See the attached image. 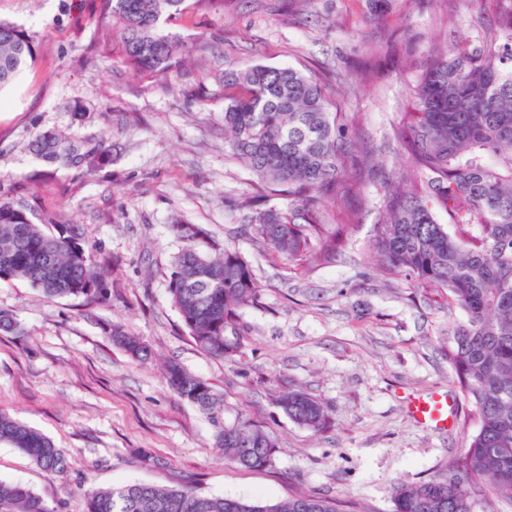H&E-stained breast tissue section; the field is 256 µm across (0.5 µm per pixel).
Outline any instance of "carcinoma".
<instances>
[{"label":"carcinoma","instance_id":"obj_1","mask_svg":"<svg viewBox=\"0 0 512 512\" xmlns=\"http://www.w3.org/2000/svg\"><path fill=\"white\" fill-rule=\"evenodd\" d=\"M184 0H100L124 29L126 59L165 73L186 46L161 24ZM36 46L13 22L0 20V89L35 58ZM329 76L291 66L250 62L224 72L225 155L242 164L255 190L242 201L257 246L313 269L344 244L350 224L326 223L323 203L344 201L355 175L372 169L373 154L354 142L356 117L332 111ZM407 112L391 138L408 161L387 175L382 222L371 244L383 276L446 294L448 364L460 398L478 427L448 475L400 484L392 512H474L478 498L512 507V0H500L495 27L473 43L452 40L404 88ZM35 147L50 164L100 165L104 152L44 131ZM448 223L438 220L439 213ZM183 247L171 261L168 292L196 345L219 358L242 347L237 310L259 303L251 264L235 249L201 251L203 230L174 224ZM112 255L83 239L73 224L46 231L31 209L0 200V280L22 279L50 301L112 297ZM112 342L145 361L148 346L114 323ZM169 388L209 416L224 462L245 469L275 463L277 440L247 419L224 421L209 383L171 363ZM278 405L314 432L329 423L327 407L302 392ZM0 441L20 449L46 473L64 477L74 460L46 435L0 411ZM0 512H59L30 488L0 481ZM85 512H339L336 501L301 496L274 504L212 497L191 488L136 483L86 493Z\"/></svg>","mask_w":512,"mask_h":512}]
</instances>
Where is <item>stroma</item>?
<instances>
[{
  "label": "stroma",
  "instance_id": "stroma-1",
  "mask_svg": "<svg viewBox=\"0 0 512 512\" xmlns=\"http://www.w3.org/2000/svg\"><path fill=\"white\" fill-rule=\"evenodd\" d=\"M496 7L444 0L423 12L414 0H389L372 13L366 0H305L281 15L277 0L224 8L185 0L164 29L191 54L155 75L124 64L123 30L98 0H0V19L21 25L37 47L0 91V195L36 217L80 225L111 254L114 280L111 300L93 308L0 281V309L23 331L0 332V410L75 460L57 478L0 442V480L61 512H85L88 490L135 482L270 503L323 495L340 512H390L394 486L444 475L476 422L437 433L413 420L408 404L457 390L448 304L406 279L385 281L364 246L378 230L384 175L405 163L389 140L405 83L454 34L479 40ZM362 60L374 65L364 81L355 74ZM249 61L336 71V111L357 115L362 145L380 154L346 245L310 271L258 254L237 207L251 188L248 172L224 155L222 76ZM201 83L200 101L191 91ZM48 130L102 147L106 162L91 171L48 166L33 146ZM179 219L205 229L201 250L237 249L263 285L259 304L239 312L244 346L232 360L202 351L171 303ZM116 322L149 345V360L133 361L113 343ZM170 362L212 385L226 421L246 418L276 437L273 467L221 460L205 415L169 389ZM286 390L323 402L329 426L316 434L289 420L277 405Z\"/></svg>",
  "mask_w": 512,
  "mask_h": 512
}]
</instances>
